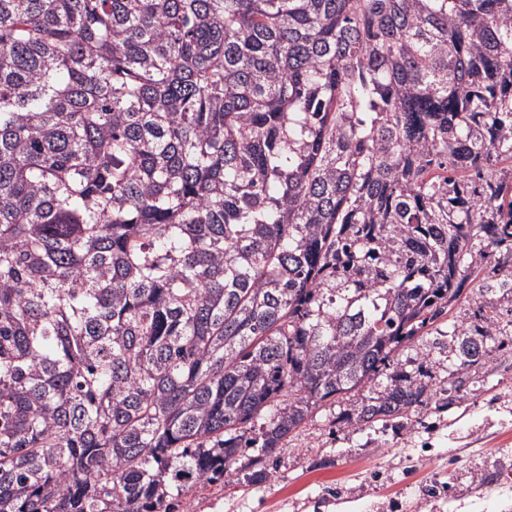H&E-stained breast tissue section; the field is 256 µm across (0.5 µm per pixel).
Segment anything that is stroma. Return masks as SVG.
<instances>
[{"label":"stroma","mask_w":512,"mask_h":512,"mask_svg":"<svg viewBox=\"0 0 512 512\" xmlns=\"http://www.w3.org/2000/svg\"><path fill=\"white\" fill-rule=\"evenodd\" d=\"M499 345L472 366L456 397L455 366L441 336L431 362L401 351L406 370L423 369L430 396L386 428H358L346 397L314 410L268 467L247 480L258 449H244L231 478L172 501L174 512H512V300L493 313Z\"/></svg>","instance_id":"obj_1"}]
</instances>
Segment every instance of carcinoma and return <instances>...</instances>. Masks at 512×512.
Instances as JSON below:
<instances>
[{"mask_svg":"<svg viewBox=\"0 0 512 512\" xmlns=\"http://www.w3.org/2000/svg\"><path fill=\"white\" fill-rule=\"evenodd\" d=\"M511 268L512 0H0V512L401 418Z\"/></svg>","mask_w":512,"mask_h":512,"instance_id":"carcinoma-1","label":"carcinoma"}]
</instances>
